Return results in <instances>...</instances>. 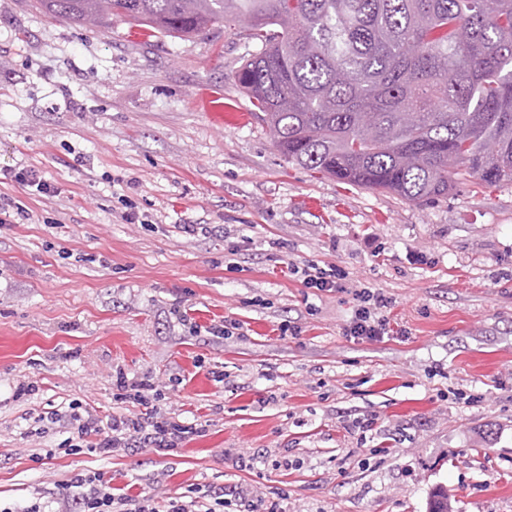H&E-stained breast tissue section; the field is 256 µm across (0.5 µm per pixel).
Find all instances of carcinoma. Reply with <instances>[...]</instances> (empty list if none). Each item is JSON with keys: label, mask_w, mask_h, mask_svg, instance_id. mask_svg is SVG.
<instances>
[{"label": "carcinoma", "mask_w": 512, "mask_h": 512, "mask_svg": "<svg viewBox=\"0 0 512 512\" xmlns=\"http://www.w3.org/2000/svg\"><path fill=\"white\" fill-rule=\"evenodd\" d=\"M190 37L243 22L235 73L280 154L412 202L475 178L512 182V0H38Z\"/></svg>", "instance_id": "carcinoma-1"}]
</instances>
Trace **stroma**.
Wrapping results in <instances>:
<instances>
[{
  "label": "stroma",
  "mask_w": 512,
  "mask_h": 512,
  "mask_svg": "<svg viewBox=\"0 0 512 512\" xmlns=\"http://www.w3.org/2000/svg\"><path fill=\"white\" fill-rule=\"evenodd\" d=\"M255 50L238 25L150 38L0 0V194L27 212L0 220V505L90 470L157 502L236 485L290 512H429L443 489L453 512H512V183L420 205L289 164L234 79ZM33 168L50 192L16 180ZM309 262L343 269L341 290L303 287L289 267ZM363 285L392 296L390 336H344ZM177 302L244 333L192 335ZM116 366L179 378L166 407L207 435L37 461L66 434L27 430L74 400L111 414ZM23 380L38 390L14 398ZM255 450L296 465L233 467Z\"/></svg>",
  "instance_id": "stroma-1"
}]
</instances>
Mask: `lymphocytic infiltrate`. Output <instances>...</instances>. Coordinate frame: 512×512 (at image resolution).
<instances>
[{
	"mask_svg": "<svg viewBox=\"0 0 512 512\" xmlns=\"http://www.w3.org/2000/svg\"><path fill=\"white\" fill-rule=\"evenodd\" d=\"M353 295L356 305L345 328L346 336L374 340L390 335L387 311L392 306V297L369 287L354 289ZM112 398L123 404V411L103 416L95 408L74 402L64 413L51 414V422L62 423L68 431L67 438L58 444V451L76 455L88 450L109 455L146 449L170 450L208 432V422L183 421L162 408L166 394L151 376L131 375L123 368H116ZM62 488L64 493L56 502L35 500L22 507L2 508L0 512H222L228 497L246 504L247 512H287L278 500L257 507L249 503L247 491L241 489L226 496L195 488L169 499L160 508L145 497L113 494L101 474L92 471L72 474Z\"/></svg>",
	"mask_w": 512,
	"mask_h": 512,
	"instance_id": "1",
	"label": "lymphocytic infiltrate"
}]
</instances>
